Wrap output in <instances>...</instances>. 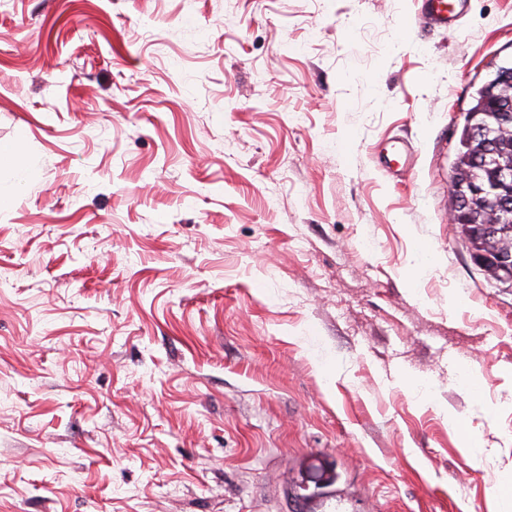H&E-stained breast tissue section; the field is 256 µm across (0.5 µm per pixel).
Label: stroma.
Instances as JSON below:
<instances>
[{"label": "stroma", "mask_w": 512, "mask_h": 512, "mask_svg": "<svg viewBox=\"0 0 512 512\" xmlns=\"http://www.w3.org/2000/svg\"><path fill=\"white\" fill-rule=\"evenodd\" d=\"M511 55L512 0H0V512H493L512 283L448 190ZM422 18L429 27L449 28L466 13L468 0H418Z\"/></svg>", "instance_id": "35a3bbf8"}]
</instances>
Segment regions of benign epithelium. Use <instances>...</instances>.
Instances as JSON below:
<instances>
[{
    "mask_svg": "<svg viewBox=\"0 0 512 512\" xmlns=\"http://www.w3.org/2000/svg\"><path fill=\"white\" fill-rule=\"evenodd\" d=\"M489 109L496 113L502 129L512 138V71H504L487 86ZM503 211L512 209V166L495 160L493 179L472 181L467 185L454 181L449 186L450 218L452 223L472 227L478 240L490 247L476 253L479 263L492 268L502 282H512V225L500 223L497 211L489 208V200Z\"/></svg>",
    "mask_w": 512,
    "mask_h": 512,
    "instance_id": "benign-epithelium-1",
    "label": "benign epithelium"
}]
</instances>
